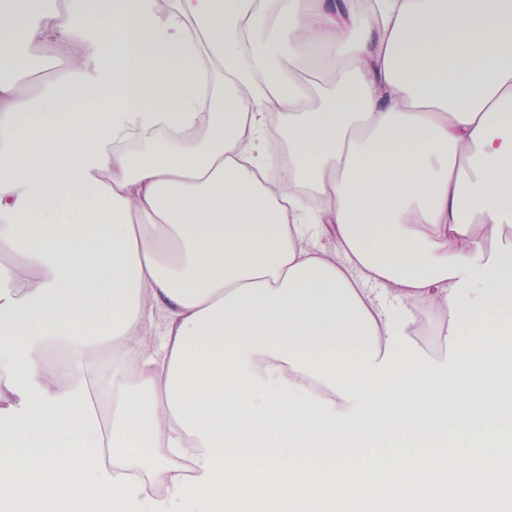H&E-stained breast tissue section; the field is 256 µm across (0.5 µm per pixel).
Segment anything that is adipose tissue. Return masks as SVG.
Segmentation results:
<instances>
[{
  "label": "adipose tissue",
  "mask_w": 512,
  "mask_h": 512,
  "mask_svg": "<svg viewBox=\"0 0 512 512\" xmlns=\"http://www.w3.org/2000/svg\"><path fill=\"white\" fill-rule=\"evenodd\" d=\"M46 2L0 0V453L99 438L166 502L218 435L282 457L500 435L501 334L462 322L512 308L483 237L512 223V0ZM104 344L107 422L80 371Z\"/></svg>",
  "instance_id": "obj_1"
}]
</instances>
